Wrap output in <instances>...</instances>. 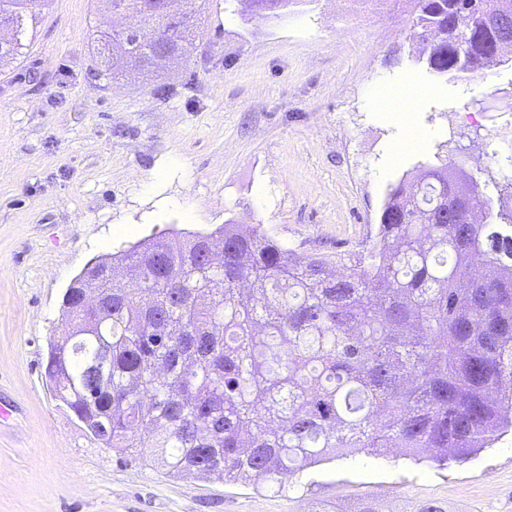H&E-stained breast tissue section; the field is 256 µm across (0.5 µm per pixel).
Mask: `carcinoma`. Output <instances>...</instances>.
I'll return each instance as SVG.
<instances>
[{
  "label": "carcinoma",
  "instance_id": "obj_1",
  "mask_svg": "<svg viewBox=\"0 0 512 512\" xmlns=\"http://www.w3.org/2000/svg\"><path fill=\"white\" fill-rule=\"evenodd\" d=\"M44 0H0V66L17 58ZM411 58L439 78L505 64L479 12L512 0H412ZM119 3L141 24L97 39L94 74L151 73L166 27L194 51V0ZM313 0H251L278 19ZM479 181L439 159L390 185L380 223L352 251L300 257L262 228L148 238L90 265L129 280L95 313L67 289L45 375L101 444L167 474L270 489L342 450L392 448L439 466L512 429V176ZM460 209L448 219V197ZM497 206L492 224L470 214Z\"/></svg>",
  "mask_w": 512,
  "mask_h": 512
}]
</instances>
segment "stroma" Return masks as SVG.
<instances>
[{
	"instance_id": "stroma-1",
	"label": "stroma",
	"mask_w": 512,
	"mask_h": 512,
	"mask_svg": "<svg viewBox=\"0 0 512 512\" xmlns=\"http://www.w3.org/2000/svg\"><path fill=\"white\" fill-rule=\"evenodd\" d=\"M194 53L152 78H97L100 33L131 25L97 0H50L20 59L0 71V512H309L360 500L446 512H512V432L447 467L364 454L286 479L282 492L164 471L102 447L45 378L72 280L146 236L260 224L298 255L351 249L379 222L390 184L449 143V162L488 142L512 171V65L463 80L408 54L409 0H314L278 19L244 0H199ZM414 80L420 139L382 100ZM164 85L169 95H154Z\"/></svg>"
}]
</instances>
